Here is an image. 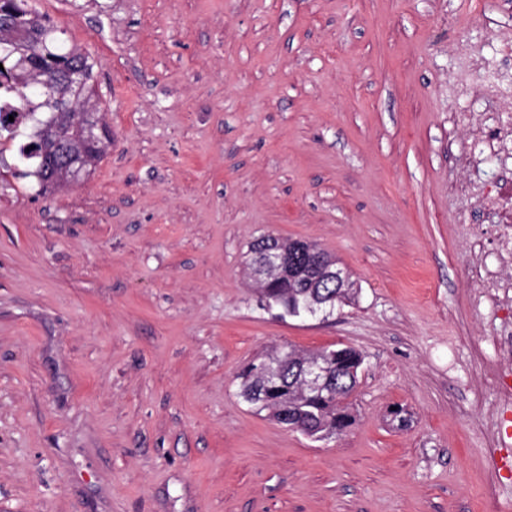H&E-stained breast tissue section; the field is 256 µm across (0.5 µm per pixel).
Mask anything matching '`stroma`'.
<instances>
[{"instance_id": "obj_1", "label": "stroma", "mask_w": 512, "mask_h": 512, "mask_svg": "<svg viewBox=\"0 0 512 512\" xmlns=\"http://www.w3.org/2000/svg\"><path fill=\"white\" fill-rule=\"evenodd\" d=\"M34 4L94 59L112 144L40 197L0 144V512H512V0ZM264 234L356 304L260 309ZM288 344L363 352L343 435L238 397Z\"/></svg>"}]
</instances>
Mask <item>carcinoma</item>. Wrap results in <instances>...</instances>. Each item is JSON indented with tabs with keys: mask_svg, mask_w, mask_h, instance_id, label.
I'll list each match as a JSON object with an SVG mask.
<instances>
[{
	"mask_svg": "<svg viewBox=\"0 0 512 512\" xmlns=\"http://www.w3.org/2000/svg\"><path fill=\"white\" fill-rule=\"evenodd\" d=\"M33 33L36 42L25 53H11L3 49L13 36ZM77 67L85 72L86 82L77 87L66 81L67 72ZM94 64L89 54L67 44L60 31L46 15L40 13L31 0H0V100L6 99L14 110V121L0 118V140L25 141L18 146L20 162L28 167L25 177H38L48 168L49 156L41 145L54 140L59 147L74 153L80 159V169L89 173L106 155L112 141L97 148H88L77 136L76 126L87 114L106 118L90 81ZM289 266H308L313 252H323L315 244L289 241ZM257 292L270 310H279L283 317L301 318L309 315L315 299L333 301L334 305L350 303L357 289L338 288L336 282L322 278L311 284L307 277L261 275L255 279ZM295 360L282 363L278 377L267 382L263 364L273 357H281V349L260 356L245 364L237 375L238 395L257 412H267L280 424L297 426L311 435H340L354 422L351 404L342 403L356 388L364 356L359 350L342 346L327 347L316 353L303 355L287 346ZM314 358L327 367L330 382L320 392H309L302 387L299 368ZM263 389L260 397L250 400L247 394L255 388Z\"/></svg>",
	"mask_w": 512,
	"mask_h": 512,
	"instance_id": "carcinoma-1",
	"label": "carcinoma"
}]
</instances>
